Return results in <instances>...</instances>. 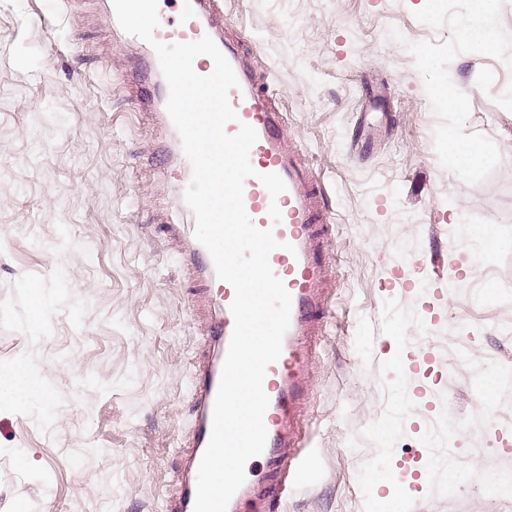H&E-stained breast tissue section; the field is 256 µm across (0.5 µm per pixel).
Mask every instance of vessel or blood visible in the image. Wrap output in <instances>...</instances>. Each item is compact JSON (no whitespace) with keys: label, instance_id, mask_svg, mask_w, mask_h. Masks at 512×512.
Wrapping results in <instances>:
<instances>
[{"label":"vessel or blood","instance_id":"1","mask_svg":"<svg viewBox=\"0 0 512 512\" xmlns=\"http://www.w3.org/2000/svg\"><path fill=\"white\" fill-rule=\"evenodd\" d=\"M179 2L176 16H161L156 39L173 44L210 36L230 62L239 82L238 88L229 93L237 118L225 130L237 133L245 123L258 135L249 153L256 174L245 181L244 205L258 227L272 229L279 247L270 253L268 261L292 298L290 324L281 355L269 365L264 379L269 405L264 415L267 441L263 455L269 459H287L289 466L302 473L306 470L303 459L288 456L287 451L298 445V410L307 389L312 340L320 333L317 316L325 308L330 270L323 260L324 234L320 226L328 221L327 197L316 174L303 162L301 149L288 144L280 115L265 98L263 82L254 72L248 54L239 41L224 35L218 0ZM365 101L367 109L358 123L356 141L357 149L363 154L370 151L379 131L388 123L382 92L368 90ZM262 173H276L284 180L286 190L278 200H271L259 181ZM274 202L282 212V219L277 223L268 215ZM167 231L179 242L183 261L200 285V295L212 313L209 351L191 376L193 451L182 474L176 505L178 512H193L198 466L211 435L215 397L234 327L230 311L234 289L217 278L212 258L196 240L193 225L171 224Z\"/></svg>","mask_w":512,"mask_h":512}]
</instances>
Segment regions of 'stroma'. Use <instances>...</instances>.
I'll return each mask as SVG.
<instances>
[{"label":"stroma","mask_w":512,"mask_h":512,"mask_svg":"<svg viewBox=\"0 0 512 512\" xmlns=\"http://www.w3.org/2000/svg\"><path fill=\"white\" fill-rule=\"evenodd\" d=\"M109 2L0 0V362L40 370L48 392L0 410V512L16 497L29 512H173L191 453L189 378L210 315L167 235L178 208L156 115L124 86L145 49ZM219 3L332 209L301 450L313 473L284 491L278 467L258 463L242 512L270 500L276 512H373L374 495L406 486L402 512H501L485 478L512 482V380L501 375L512 369V70L478 53L450 65L469 93L467 131L501 153L469 185L438 161V120L406 47L450 36L415 18L422 0ZM368 76L385 86L392 123L361 157ZM464 224L493 237L463 238ZM31 281L51 301L40 330ZM445 451L453 491L444 472L420 479ZM21 452L35 460L24 472Z\"/></svg>","instance_id":"35a3bbf8"}]
</instances>
